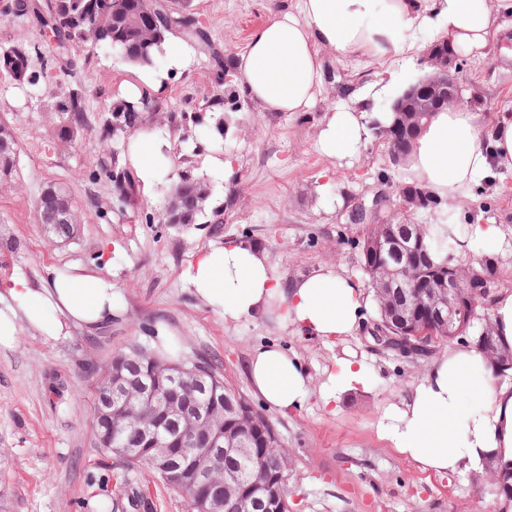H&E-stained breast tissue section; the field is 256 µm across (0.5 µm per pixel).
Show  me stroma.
I'll list each match as a JSON object with an SVG mask.
<instances>
[{"instance_id":"1","label":"stroma","mask_w":512,"mask_h":512,"mask_svg":"<svg viewBox=\"0 0 512 512\" xmlns=\"http://www.w3.org/2000/svg\"><path fill=\"white\" fill-rule=\"evenodd\" d=\"M7 2L0 0V49L27 43L31 78L19 85L0 75V120L9 123L18 144L17 174L0 186V233L15 243L14 249L0 248V290L18 272L36 283L47 268L80 265L111 278L120 309L111 325L92 334L74 328L52 340L24 326L15 343L0 346V512H97L102 499L109 512H136V496L147 512H189L186 501L146 469H128L95 447L93 394L76 377L86 364L104 362L128 343L162 347L164 332L168 356L218 359L225 382L273 422L290 458V512H494L497 498L485 472L422 471L379 434L385 408L408 397L428 359L375 348L365 329L331 345L270 321L225 320L195 294L187 276L210 245L240 239L259 246L282 281L333 266L366 283L365 227L350 223L349 213L358 202H371L383 185L394 188L409 179L403 166L390 162L375 124L402 91L403 85L390 84L389 70L402 73L403 84L430 74L421 54L399 56L387 69L369 58L340 60L322 51L316 105L273 112L245 94L235 60L273 12L297 9L299 0H193L205 37L170 31L169 40L188 55L178 68L168 56L158 58L156 69L167 73L158 90L117 51L103 47H72L67 65H60L50 30L34 14H5ZM217 54L225 71L213 62ZM457 61L469 104L493 121L512 100V58L496 51L484 60L461 55ZM127 84L172 116L143 128L165 144L169 163L148 193L130 160L132 137L114 140V166L100 164L95 130L110 119ZM74 94L84 101L86 126L65 139L46 136L58 124L59 98ZM336 106L363 113L367 127L344 159L318 148ZM227 112L235 121L217 133L215 119ZM185 175L207 178L209 209L192 224L162 223L167 195ZM50 186L61 188L81 216L78 236L66 243L51 242L36 217V202ZM412 220L512 228V173ZM267 343L280 344L306 366L314 395L304 408L281 413L254 394L246 364ZM346 351L363 362L372 383L344 395L331 411L320 391Z\"/></svg>"}]
</instances>
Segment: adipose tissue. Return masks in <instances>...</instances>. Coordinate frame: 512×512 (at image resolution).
Listing matches in <instances>:
<instances>
[{
    "label": "adipose tissue",
    "mask_w": 512,
    "mask_h": 512,
    "mask_svg": "<svg viewBox=\"0 0 512 512\" xmlns=\"http://www.w3.org/2000/svg\"><path fill=\"white\" fill-rule=\"evenodd\" d=\"M512 0H300L298 10L277 11L251 36L236 66L246 95L275 112H305L323 81L320 55L367 57L389 63L422 50L421 30L435 29L449 54L490 56ZM366 133L364 116L335 109L319 136L331 158L352 154ZM413 178L442 198L466 196L473 186L512 171V104L484 126L481 112L462 107L433 115L406 161ZM461 254L503 251L498 224H454ZM197 296L225 320L275 317L285 327L325 341L354 335L365 318L360 284L332 267L290 283L272 272L266 255L236 239L200 253L188 270ZM112 280L83 267L48 269L40 283L16 274L0 293V344L13 342L20 325L56 339L71 327L94 331L112 321ZM324 385L325 403L366 386L361 363L340 358ZM254 392L285 413L303 408L313 394L300 360L276 345L256 347L247 363ZM381 433L400 454L436 474L479 469L487 458L512 468V387L499 383L477 348L436 356L401 404L390 406Z\"/></svg>",
    "instance_id": "obj_1"
}]
</instances>
